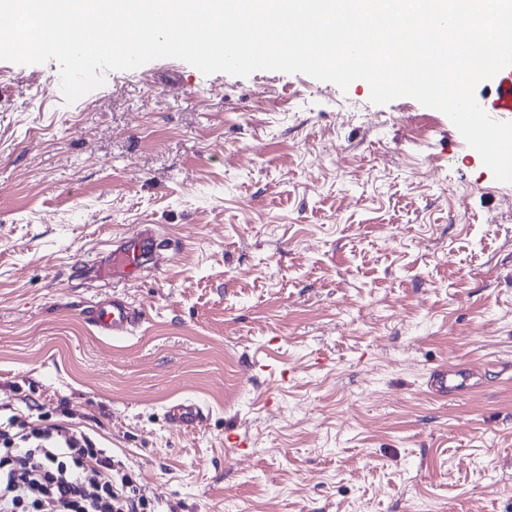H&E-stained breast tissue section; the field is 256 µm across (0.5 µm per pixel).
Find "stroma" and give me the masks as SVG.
I'll return each mask as SVG.
<instances>
[{
    "instance_id": "1",
    "label": "stroma",
    "mask_w": 512,
    "mask_h": 512,
    "mask_svg": "<svg viewBox=\"0 0 512 512\" xmlns=\"http://www.w3.org/2000/svg\"><path fill=\"white\" fill-rule=\"evenodd\" d=\"M142 224L166 248L120 280ZM114 296L134 335L85 320ZM445 361L488 384L433 394ZM508 361L512 184L444 113L173 58L69 104L56 61H0V415L80 427L165 510L512 512ZM166 415L172 424L187 428L200 426L206 419L203 406L196 402H183L172 405L167 409Z\"/></svg>"
}]
</instances>
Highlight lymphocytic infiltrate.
Returning a JSON list of instances; mask_svg holds the SVG:
<instances>
[{"label": "lymphocytic infiltrate", "instance_id": "obj_1", "mask_svg": "<svg viewBox=\"0 0 512 512\" xmlns=\"http://www.w3.org/2000/svg\"><path fill=\"white\" fill-rule=\"evenodd\" d=\"M0 512H157L85 431L0 419Z\"/></svg>", "mask_w": 512, "mask_h": 512}]
</instances>
